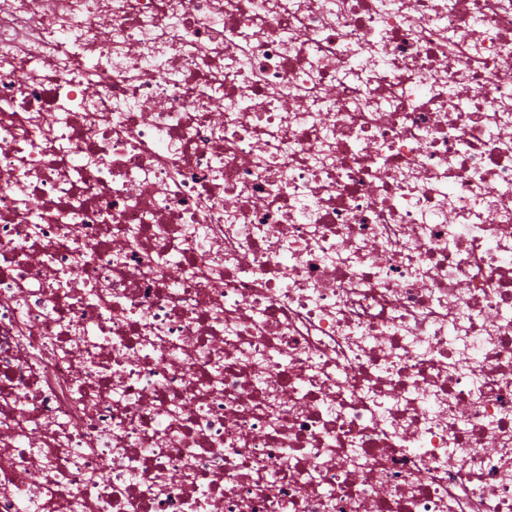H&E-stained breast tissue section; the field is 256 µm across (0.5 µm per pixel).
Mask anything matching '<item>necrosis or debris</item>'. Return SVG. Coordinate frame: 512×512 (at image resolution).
<instances>
[{
	"label": "necrosis or debris",
	"mask_w": 512,
	"mask_h": 512,
	"mask_svg": "<svg viewBox=\"0 0 512 512\" xmlns=\"http://www.w3.org/2000/svg\"><path fill=\"white\" fill-rule=\"evenodd\" d=\"M0 512H512V0H0Z\"/></svg>",
	"instance_id": "4bbe7bcc"
}]
</instances>
